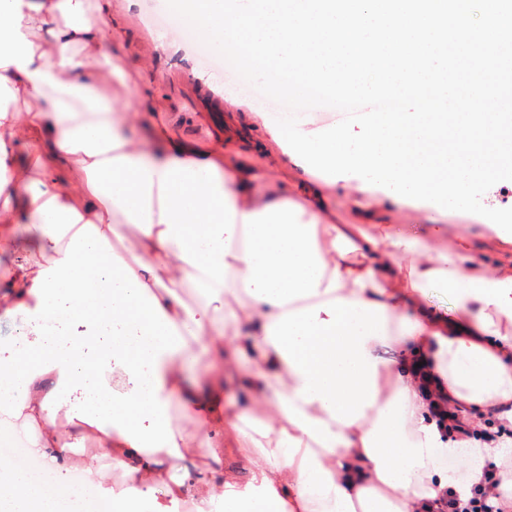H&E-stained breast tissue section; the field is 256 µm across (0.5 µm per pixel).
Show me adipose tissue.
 <instances>
[{
	"label": "adipose tissue",
	"instance_id": "adipose-tissue-1",
	"mask_svg": "<svg viewBox=\"0 0 512 512\" xmlns=\"http://www.w3.org/2000/svg\"><path fill=\"white\" fill-rule=\"evenodd\" d=\"M111 8L0 0V254L19 257L0 309L32 328L0 357V420L31 428L39 451L95 437L125 476L100 512H134L158 490L192 512H442L455 449L414 364L432 366L458 413L512 428V275L325 220L324 179L263 195L247 164L181 141L145 152L102 89L125 71ZM128 224L139 230L133 266L112 251ZM171 271L206 305L165 285ZM231 279L246 299L213 322L208 304ZM436 287L455 296L456 318L426 304ZM62 308L111 325V343L48 335ZM187 336L204 356L196 385L182 365ZM239 366L243 399L228 405L224 375ZM117 368L128 378L119 394L105 381ZM174 398L208 428L203 469L180 468L192 445L171 421ZM228 434L247 483L224 468ZM0 512L81 507L0 466Z\"/></svg>",
	"mask_w": 512,
	"mask_h": 512
}]
</instances>
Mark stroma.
Listing matches in <instances>:
<instances>
[{
	"label": "stroma",
	"instance_id": "stroma-1",
	"mask_svg": "<svg viewBox=\"0 0 512 512\" xmlns=\"http://www.w3.org/2000/svg\"><path fill=\"white\" fill-rule=\"evenodd\" d=\"M163 0H141L129 9L127 0H112L108 23L121 34L127 62L124 81L113 82L107 97L121 112H136L139 122L129 133L144 148L156 150L155 127H165L171 137L213 152L225 161L248 163L262 176L259 190L275 193L297 189L300 171L284 163L279 141L253 113L254 107H267V100L254 95L242 80H229L182 55H158L159 31L149 22ZM378 192L339 191L327 193V202L340 224H359L374 236L415 235L434 253L464 252L481 261L484 270L495 273L512 268V241L498 237L487 218L451 211L434 215L423 210L379 204ZM75 469L90 468L104 475L102 484L111 494H119L123 477L101 449L93 443L71 453Z\"/></svg>",
	"mask_w": 512,
	"mask_h": 512
}]
</instances>
